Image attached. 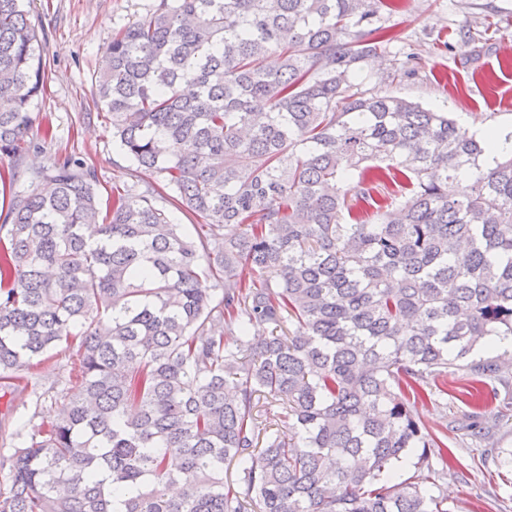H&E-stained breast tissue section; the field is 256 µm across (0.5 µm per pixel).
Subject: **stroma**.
Wrapping results in <instances>:
<instances>
[{"label":"stroma","mask_w":512,"mask_h":512,"mask_svg":"<svg viewBox=\"0 0 512 512\" xmlns=\"http://www.w3.org/2000/svg\"><path fill=\"white\" fill-rule=\"evenodd\" d=\"M153 0H30L29 19L46 46L44 87L31 106L36 120L28 132L30 148L14 166L15 190L54 160L69 156L94 169L103 196L113 187L155 182L112 141L97 106L95 75L115 28L145 13ZM386 25L390 41L361 65L353 90L394 95L512 132V0H401ZM481 31L465 43L466 31ZM415 57V73L402 65ZM75 350L47 354L27 388L0 398V427L28 422L37 429L53 417L49 399L64 388ZM497 400L482 409L480 422L490 440L475 443L467 427L474 407L451 395L416 405L430 433L446 434V468L430 472L409 455L394 468L393 480L415 478L446 498L450 512H512V468L502 460L512 452V373L498 385Z\"/></svg>","instance_id":"35a3bbf8"}]
</instances>
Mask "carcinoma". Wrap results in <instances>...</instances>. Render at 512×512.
<instances>
[{
  "label": "carcinoma",
  "instance_id": "cac0c4a2",
  "mask_svg": "<svg viewBox=\"0 0 512 512\" xmlns=\"http://www.w3.org/2000/svg\"><path fill=\"white\" fill-rule=\"evenodd\" d=\"M392 6L154 0L113 32L98 103L171 193L103 211L95 171L64 158L12 199L0 379L76 342L80 392L11 438L0 512H449L385 472L447 458L414 407L448 375L496 397L512 370L468 360L512 336V152L488 166L448 113L351 92ZM43 52L23 0H0L1 157L28 148ZM163 200L204 219L196 236Z\"/></svg>",
  "mask_w": 512,
  "mask_h": 512
}]
</instances>
